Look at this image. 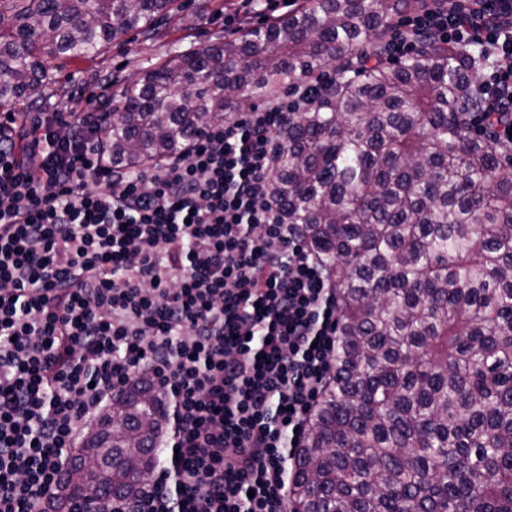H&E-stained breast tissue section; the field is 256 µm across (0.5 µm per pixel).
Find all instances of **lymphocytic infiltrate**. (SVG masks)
Segmentation results:
<instances>
[{
    "mask_svg": "<svg viewBox=\"0 0 512 512\" xmlns=\"http://www.w3.org/2000/svg\"><path fill=\"white\" fill-rule=\"evenodd\" d=\"M389 29L396 58L420 34L485 47L470 131L512 148V0H425ZM335 76L140 171L105 162L109 116L0 115V512H66L72 454L138 377L166 395V461L99 512H288L339 312L265 185L289 120Z\"/></svg>",
    "mask_w": 512,
    "mask_h": 512,
    "instance_id": "f902f5d3",
    "label": "lymphocytic infiltrate"
}]
</instances>
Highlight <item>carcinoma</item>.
I'll use <instances>...</instances> for the list:
<instances>
[{
    "instance_id": "cac0c4a2",
    "label": "carcinoma",
    "mask_w": 512,
    "mask_h": 512,
    "mask_svg": "<svg viewBox=\"0 0 512 512\" xmlns=\"http://www.w3.org/2000/svg\"><path fill=\"white\" fill-rule=\"evenodd\" d=\"M176 2L0 0V108L40 101L56 60L147 36ZM421 6L317 0L112 93L103 156L144 169L206 122L336 69L266 184L339 308L290 512H512V151L467 132L483 47L423 36L414 56H384L388 20ZM167 425L163 392L132 380L84 436L62 503L137 492Z\"/></svg>"
}]
</instances>
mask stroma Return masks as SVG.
<instances>
[{
    "mask_svg": "<svg viewBox=\"0 0 512 512\" xmlns=\"http://www.w3.org/2000/svg\"><path fill=\"white\" fill-rule=\"evenodd\" d=\"M243 8L242 0H178L176 9L152 36L131 33L96 58L58 60L56 78L46 99L34 104L33 109L80 112L90 105L100 106L111 94L110 88L102 84L104 78L114 75L128 81L176 51L234 37L229 19Z\"/></svg>",
    "mask_w": 512,
    "mask_h": 512,
    "instance_id": "1",
    "label": "stroma"
}]
</instances>
